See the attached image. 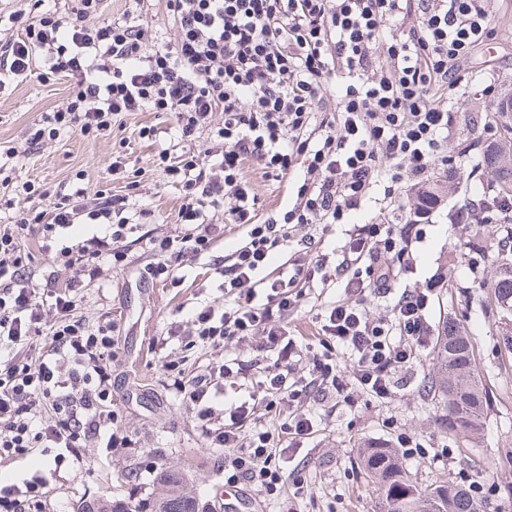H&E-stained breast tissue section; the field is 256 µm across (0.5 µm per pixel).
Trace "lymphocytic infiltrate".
Returning a JSON list of instances; mask_svg holds the SVG:
<instances>
[{
  "instance_id": "1",
  "label": "lymphocytic infiltrate",
  "mask_w": 512,
  "mask_h": 512,
  "mask_svg": "<svg viewBox=\"0 0 512 512\" xmlns=\"http://www.w3.org/2000/svg\"><path fill=\"white\" fill-rule=\"evenodd\" d=\"M102 0H77L65 11L32 0L30 10L0 15L10 36L0 44V87L39 74L74 79V91L42 113L29 137L76 127L90 134L131 112L171 120L179 147L159 150L156 168L180 193L179 223L192 233L146 239L153 257L143 279L177 285L181 274L208 254L226 226L244 236L221 269L224 302L195 309L185 325L203 345L254 343L276 355L274 366L248 372L232 358L196 374L165 363L174 386L197 420L209 447L224 449L232 480L244 479L266 495L283 481L279 462L298 452L318 426L314 408L354 405V389L388 397L402 368L431 340L427 290L392 298L389 313L370 316L368 298L391 297L419 237L412 225L350 224L375 186L396 200L404 182H423L443 160L449 101L468 81L459 65L495 34L489 0H162L175 28L163 42L140 21L145 0H127L121 19L99 17ZM416 12L417 24L388 33L385 19ZM387 45L376 63L377 42ZM222 123H213L214 113ZM219 148L192 151L203 125ZM289 179L296 190L288 210L257 220L244 178L247 163ZM39 190L23 184L18 217L0 224V459L56 449V462L101 443L128 448L112 408L115 326L86 324L75 310L80 292L102 262L126 265L124 242L134 228L128 198L89 197L78 189L36 204ZM224 214L223 223L210 212ZM462 229L511 224L512 197L483 189L478 204L456 215ZM350 224L345 243L355 269L344 292L318 314L321 352L288 331V319L311 290L323 258L291 247L296 227ZM76 224L106 230L58 256L72 275L41 293L27 276L22 231L50 248L54 234ZM53 310L49 346L38 358L26 349ZM344 347L348 370L336 363ZM248 377L242 394L224 397L225 382ZM263 400L277 431L257 426L255 400ZM45 479L32 475L0 484V512H33Z\"/></svg>"
}]
</instances>
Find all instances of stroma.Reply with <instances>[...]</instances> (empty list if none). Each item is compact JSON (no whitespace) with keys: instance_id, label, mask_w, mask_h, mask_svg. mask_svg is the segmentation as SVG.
<instances>
[{"instance_id":"stroma-1","label":"stroma","mask_w":512,"mask_h":512,"mask_svg":"<svg viewBox=\"0 0 512 512\" xmlns=\"http://www.w3.org/2000/svg\"><path fill=\"white\" fill-rule=\"evenodd\" d=\"M490 6L496 16V37L475 47L462 69L472 75L475 86L492 83L497 92L512 91V0H491ZM73 88L68 78L44 81L34 77L0 94V147L16 152L14 158L0 163V180L7 178L12 183L11 189L0 188V224L13 217L12 189L23 182H34L51 192L80 187L91 193L112 190V154L122 148L131 166L139 169L133 197L152 208L155 216L141 220L129 234L127 264L102 265L97 280L84 288L77 309L86 323L109 320L117 327L112 407L119 414V427L134 445L83 449L79 464L68 461L58 466L53 455L40 451L25 460L5 459L0 461V481L41 471L46 485L40 512H76L80 502L104 494L125 501L155 497L162 491L157 473L173 468L184 473L187 491L201 498L206 512H224L223 500L215 495L216 487L224 483V451L208 447L203 440L196 420L174 393L172 377L162 362L168 357L182 361L186 373L194 374L237 355L249 359L250 354L231 342L220 347H187L181 337L169 333L172 323L187 319L199 304L220 300L219 276L202 286L195 282L196 272L191 269L179 288L140 279L142 269L154 260L144 247L145 237L189 232L177 222V190L166 184L153 164L155 153L167 147L176 132L165 117L135 112L103 134L87 136L74 128L45 140L41 149L29 148L28 128L41 113L60 106ZM494 107V99L471 93L453 105L455 121L444 149L453 162L436 164L429 174L430 180L442 185L440 201L422 221L420 239L413 246L414 260L396 282L400 289H430L428 319L433 330H440L452 318L469 332L489 394L479 439L467 441L439 423V404L425 394L433 356L427 349L402 369L404 382L391 397L359 392L356 407H317L319 430L292 456L279 494L264 496L240 482L243 497L255 512H375L378 491L360 467L359 450L371 441L396 445L403 434L412 436L425 450L424 455L403 462L419 484H484L494 472L499 476L497 485L483 491L486 512H512V349L504 344L505 337L512 336V311L493 313L482 303L490 291L501 233L491 224L466 233L455 226L459 208L479 200L487 182L480 166L482 147L512 137ZM144 125L158 127L156 140L139 137ZM245 176L253 188L258 215L273 213L291 197L287 180L265 176L252 165L246 167ZM382 195V188H375L351 222L367 224L385 217L396 223L418 205L417 190L411 186L405 188L400 206L386 211L378 203ZM346 230L343 224L326 231L316 224L301 230L311 239V252L329 257V282L316 285L289 319L291 331L304 336L314 348L319 345L318 309L342 294L343 281L335 267L343 261ZM475 258L480 261L476 267L471 264ZM299 481L306 486L300 495L295 492Z\"/></svg>"}]
</instances>
